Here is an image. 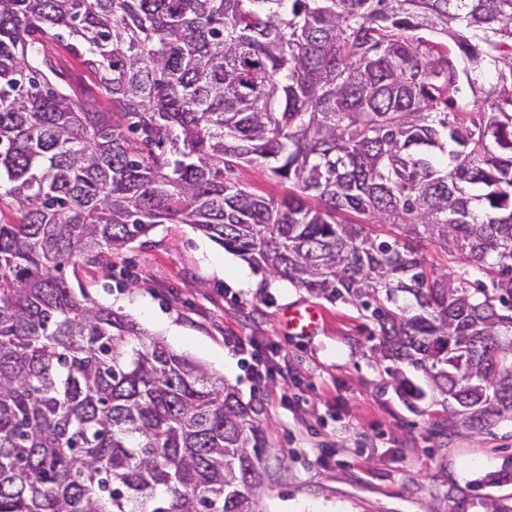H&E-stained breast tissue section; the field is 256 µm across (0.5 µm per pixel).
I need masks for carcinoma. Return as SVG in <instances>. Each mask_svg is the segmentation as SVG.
Segmentation results:
<instances>
[{
    "mask_svg": "<svg viewBox=\"0 0 512 512\" xmlns=\"http://www.w3.org/2000/svg\"><path fill=\"white\" fill-rule=\"evenodd\" d=\"M168 221L355 306L448 428L511 418L512 0H0V512H260L259 410L64 274ZM52 49L53 52H55V54L59 57V61L61 62V66L64 70L66 78L63 80L68 82L69 76H71L74 80L81 78L86 89L97 96L99 105L102 107L109 106L108 100L103 95H99L96 88L87 79V75L80 66L79 61L60 46H53ZM233 181L247 186L250 190L276 200L288 194V184L280 183L270 176L262 165L241 164L227 174Z\"/></svg>",
    "mask_w": 512,
    "mask_h": 512,
    "instance_id": "cac0c4a2",
    "label": "carcinoma"
}]
</instances>
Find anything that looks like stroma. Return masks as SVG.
Here are the masks:
<instances>
[{"label": "stroma", "instance_id": "stroma-1", "mask_svg": "<svg viewBox=\"0 0 512 512\" xmlns=\"http://www.w3.org/2000/svg\"><path fill=\"white\" fill-rule=\"evenodd\" d=\"M99 305L235 386L267 432L260 512H512V419L449 429L409 409L355 306L265 277L188 224H160L112 270L67 269ZM323 313L300 336L286 308Z\"/></svg>", "mask_w": 512, "mask_h": 512}]
</instances>
